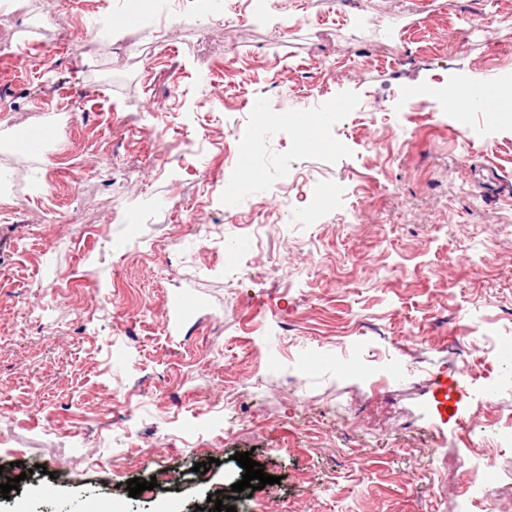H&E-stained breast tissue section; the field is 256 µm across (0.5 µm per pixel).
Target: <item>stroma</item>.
I'll return each mask as SVG.
<instances>
[{
	"instance_id": "1",
	"label": "stroma",
	"mask_w": 512,
	"mask_h": 512,
	"mask_svg": "<svg viewBox=\"0 0 512 512\" xmlns=\"http://www.w3.org/2000/svg\"><path fill=\"white\" fill-rule=\"evenodd\" d=\"M140 2L115 36L129 0H0V512H197L238 452L277 478L240 512H458L448 465L488 452L512 493L483 404L512 372V123L448 109L512 74V0ZM336 99L235 164L251 112Z\"/></svg>"
}]
</instances>
